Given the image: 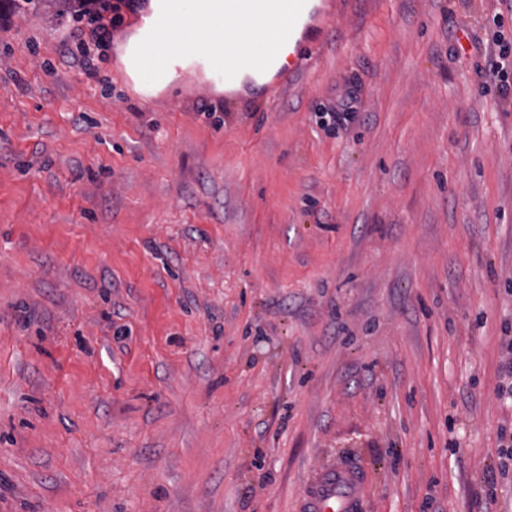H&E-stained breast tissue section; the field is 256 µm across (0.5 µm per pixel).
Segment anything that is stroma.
<instances>
[{"instance_id":"35a3bbf8","label":"stroma","mask_w":512,"mask_h":512,"mask_svg":"<svg viewBox=\"0 0 512 512\" xmlns=\"http://www.w3.org/2000/svg\"><path fill=\"white\" fill-rule=\"evenodd\" d=\"M312 66L143 98L0 0V512H512L498 0H324ZM354 91V117L328 113ZM359 476L351 464L330 468L304 489V512H357Z\"/></svg>"}]
</instances>
